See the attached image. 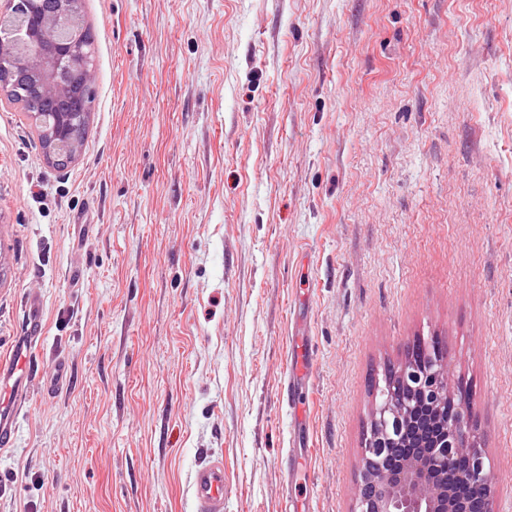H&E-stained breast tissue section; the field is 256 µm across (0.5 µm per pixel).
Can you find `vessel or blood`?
<instances>
[{
	"label": "vessel or blood",
	"instance_id": "1",
	"mask_svg": "<svg viewBox=\"0 0 512 512\" xmlns=\"http://www.w3.org/2000/svg\"><path fill=\"white\" fill-rule=\"evenodd\" d=\"M23 334L29 345H36L43 338L41 302L30 298L26 304ZM27 357L15 351L0 359V386L8 391L7 402L0 403V447L9 448L15 440V418L36 389L53 390L54 382H37L26 368ZM314 365L313 351L308 342L293 343L288 375L279 386L282 402L293 409H301L303 395ZM190 495L194 512H224V462L210 459L192 473Z\"/></svg>",
	"mask_w": 512,
	"mask_h": 512
}]
</instances>
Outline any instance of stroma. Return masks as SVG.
<instances>
[{"mask_svg":"<svg viewBox=\"0 0 512 512\" xmlns=\"http://www.w3.org/2000/svg\"><path fill=\"white\" fill-rule=\"evenodd\" d=\"M95 101L50 165L0 101V356L45 327L0 512H353L372 378L445 349L512 512V0H81ZM311 338L296 484L278 387ZM23 334L28 341L25 349L26 352L43 339L41 302L37 297L30 298L26 304L23 320ZM190 495L195 512H224L223 459H209L193 471Z\"/></svg>","mask_w":512,"mask_h":512,"instance_id":"obj_1","label":"stroma"}]
</instances>
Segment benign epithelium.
<instances>
[{"label":"benign epithelium","instance_id":"obj_1","mask_svg":"<svg viewBox=\"0 0 512 512\" xmlns=\"http://www.w3.org/2000/svg\"><path fill=\"white\" fill-rule=\"evenodd\" d=\"M81 0H58L57 14L39 18L41 38L53 54L21 60L17 68L0 75V92L11 94L34 80L43 94L64 97L92 84L94 66L76 41L57 43L60 19L79 14ZM32 30L15 26L0 37V59L10 58L31 38ZM47 160L71 162L80 153L81 141L73 131L72 119L61 116L44 132ZM422 402L431 395L448 394L445 361L433 358L430 366L415 371L412 386ZM416 407L397 412L390 401L374 405L371 419L389 422L395 432H406L405 423ZM440 432L428 445L408 448L395 457L375 448L378 438H366L357 478L355 512H497L495 479L485 462L484 435L472 419L467 400L455 403L451 413L437 420Z\"/></svg>","mask_w":512,"mask_h":512}]
</instances>
